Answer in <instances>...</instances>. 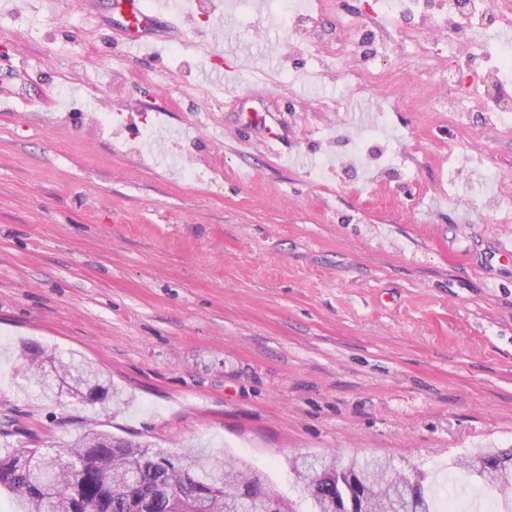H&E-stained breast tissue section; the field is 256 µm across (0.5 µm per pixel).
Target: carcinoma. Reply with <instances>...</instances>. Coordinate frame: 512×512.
Here are the masks:
<instances>
[{"label":"carcinoma","instance_id":"1","mask_svg":"<svg viewBox=\"0 0 512 512\" xmlns=\"http://www.w3.org/2000/svg\"><path fill=\"white\" fill-rule=\"evenodd\" d=\"M42 349L25 347L17 356V368L28 367L39 378ZM23 436L15 418L0 420V494L13 502L14 512H167L163 501L169 491L202 500L207 512H224L229 500L249 508L260 479L244 463L227 460L205 448H190L183 457L190 468L160 459L169 454L150 441L132 440L112 433L89 429L66 442L60 453L72 457L49 475L37 478L42 452L19 448L9 438ZM482 466L462 464L468 479L498 492L499 512H512V448H483L476 455ZM371 474L362 493L374 499H388L394 512H434L433 498L425 488L426 477L399 478L384 465L368 459L343 461L342 468L331 467L325 481L308 490L315 512H325L327 499L338 493L336 485L349 477Z\"/></svg>","mask_w":512,"mask_h":512}]
</instances>
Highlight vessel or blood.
Instances as JSON below:
<instances>
[{"label":"vessel or blood","mask_w":512,"mask_h":512,"mask_svg":"<svg viewBox=\"0 0 512 512\" xmlns=\"http://www.w3.org/2000/svg\"><path fill=\"white\" fill-rule=\"evenodd\" d=\"M106 9L111 29L132 48L169 39L174 30L163 6L148 7L146 0H107Z\"/></svg>","instance_id":"obj_1"}]
</instances>
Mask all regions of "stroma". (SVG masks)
Returning <instances> with one entry per match:
<instances>
[{"label":"stroma","instance_id":"obj_1","mask_svg":"<svg viewBox=\"0 0 512 512\" xmlns=\"http://www.w3.org/2000/svg\"><path fill=\"white\" fill-rule=\"evenodd\" d=\"M104 2L0 8L18 73L0 111V415L26 447L89 419L200 443L292 512L311 510L306 454L443 483L512 447V262L494 254L512 128L457 92L506 29L385 15L390 41L362 43L354 17L377 0H304L300 20L276 0H167L178 34L135 49L98 26ZM338 38L349 56L319 52ZM24 345L92 363L120 404L37 400Z\"/></svg>","mask_w":512,"mask_h":512}]
</instances>
